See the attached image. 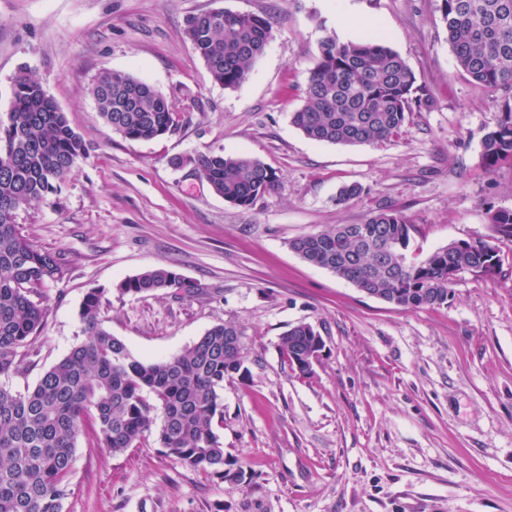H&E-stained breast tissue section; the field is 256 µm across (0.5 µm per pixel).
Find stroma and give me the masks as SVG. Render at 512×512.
Here are the masks:
<instances>
[{
	"instance_id": "1",
	"label": "stroma",
	"mask_w": 512,
	"mask_h": 512,
	"mask_svg": "<svg viewBox=\"0 0 512 512\" xmlns=\"http://www.w3.org/2000/svg\"><path fill=\"white\" fill-rule=\"evenodd\" d=\"M438 0H0V119L27 68L90 148L74 175L17 222L64 273L19 373L33 386L82 339L87 291L106 289L104 327L138 359L171 356L214 325L244 333L249 374L225 383L231 483L187 470L153 438L115 455L80 438L62 512H512V249L485 277L465 270L447 305L404 309L313 266L290 240L357 224L384 205L416 225L418 259L487 232L488 206L512 208V166L482 168L480 142L500 92L471 84L448 44ZM224 8L268 15L274 36L237 89L215 83L184 34L189 16ZM377 32L432 99L391 140L315 143L290 121L326 37ZM161 91L174 132L125 140L88 93L100 72ZM221 151L256 158L279 189L241 208L175 166ZM364 191L336 203L340 186ZM159 265L206 293L120 295ZM307 322L325 347L311 375L292 371L280 336Z\"/></svg>"
}]
</instances>
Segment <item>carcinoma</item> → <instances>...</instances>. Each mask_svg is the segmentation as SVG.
Instances as JSON below:
<instances>
[{"instance_id":"obj_1","label":"carcinoma","mask_w":512,"mask_h":512,"mask_svg":"<svg viewBox=\"0 0 512 512\" xmlns=\"http://www.w3.org/2000/svg\"><path fill=\"white\" fill-rule=\"evenodd\" d=\"M439 10L458 66L477 87L501 90L499 117L481 139L484 171L512 165V0H440ZM185 36L212 79L234 90L248 78L273 38L264 16L216 9L187 20ZM89 92L112 131L149 141L175 130L166 96L130 74L104 71ZM430 105L406 61L374 35L321 43L319 59L291 123L305 137L341 146L395 137L409 114ZM88 155L84 139L38 80L21 70L11 108L0 121V376L19 372V349L35 342L47 308L34 296L63 274L53 253L31 243L18 212L43 203ZM189 168L225 202L249 207L276 191L281 176L254 158L222 153L188 155ZM492 240L461 239L419 261L407 259L415 227L401 210L382 206L359 224H336L289 241L304 261L327 269L360 291L402 308L448 304L462 270L493 276L502 248L512 245V209L489 206ZM121 295L204 292L170 266L128 277ZM105 289L87 292L79 309L84 339L46 370L33 387L0 386V512H62L78 440L86 435L116 454L136 447L155 426L156 443L182 466L220 480L242 482L247 472L226 458L224 383L248 372L243 332L224 322L178 354L143 361L102 325ZM324 340L308 323L281 337L282 358L298 374L312 373Z\"/></svg>"}]
</instances>
